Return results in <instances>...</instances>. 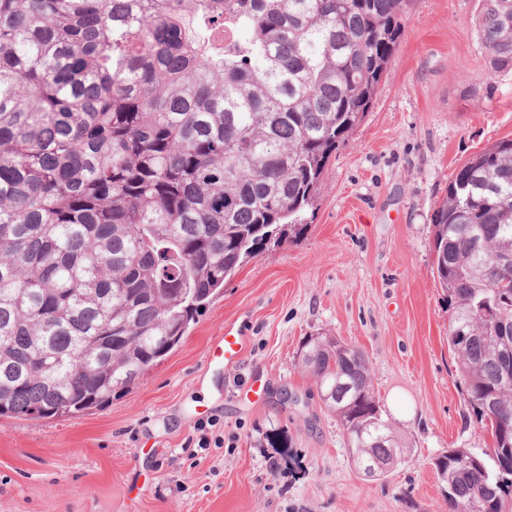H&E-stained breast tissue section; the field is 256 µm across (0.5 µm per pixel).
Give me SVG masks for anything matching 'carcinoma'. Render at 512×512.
Returning a JSON list of instances; mask_svg holds the SVG:
<instances>
[{"label": "carcinoma", "mask_w": 512, "mask_h": 512, "mask_svg": "<svg viewBox=\"0 0 512 512\" xmlns=\"http://www.w3.org/2000/svg\"><path fill=\"white\" fill-rule=\"evenodd\" d=\"M402 0H0V418L106 407L171 354L284 229L371 106ZM476 35L512 73V0ZM433 274L481 454L435 461L448 512H512V139L433 216ZM298 365L356 469L408 462L369 360L310 336Z\"/></svg>", "instance_id": "1"}]
</instances>
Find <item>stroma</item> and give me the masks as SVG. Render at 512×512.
<instances>
[{
    "label": "stroma",
    "mask_w": 512,
    "mask_h": 512,
    "mask_svg": "<svg viewBox=\"0 0 512 512\" xmlns=\"http://www.w3.org/2000/svg\"><path fill=\"white\" fill-rule=\"evenodd\" d=\"M479 0H404L372 105L331 155L304 232L224 284L173 352L105 409L0 419V512H445L434 461L479 454L433 274L432 218L473 155L512 139V75L491 77ZM241 326L239 364L211 341ZM310 336L362 349L410 450L383 479L355 470L297 364ZM223 447H191L201 423ZM243 332L234 326L224 327V336H220L207 351L209 368H230L241 359L243 351Z\"/></svg>",
    "instance_id": "obj_1"
}]
</instances>
